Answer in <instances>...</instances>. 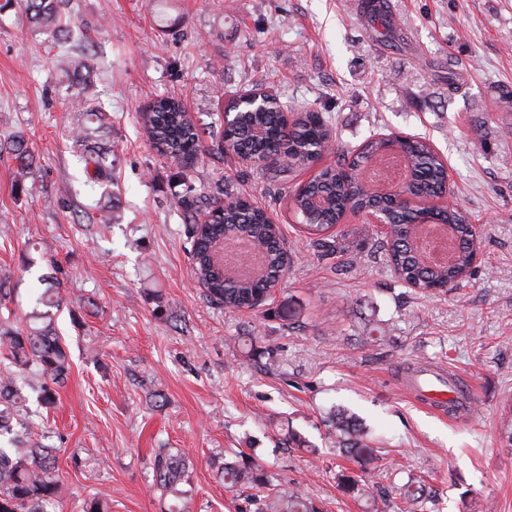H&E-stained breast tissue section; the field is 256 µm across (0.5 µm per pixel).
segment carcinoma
Returning <instances> with one entry per match:
<instances>
[{
	"label": "carcinoma",
	"mask_w": 512,
	"mask_h": 512,
	"mask_svg": "<svg viewBox=\"0 0 512 512\" xmlns=\"http://www.w3.org/2000/svg\"><path fill=\"white\" fill-rule=\"evenodd\" d=\"M69 0H21L36 27L49 32L67 31L69 21L65 6ZM362 13L381 22L394 32L388 0H363ZM285 105L271 99L258 112H243L228 133L219 139L226 151L237 157L254 155L266 149L272 140H282ZM152 145L173 164L185 163L184 157L199 152L201 135L181 103L161 98L144 116ZM400 144L399 159L412 175L405 192L424 198L429 191L441 190L445 166L441 157L424 138L413 136L392 139L374 135L359 148L337 155L336 163L324 167L304 191L287 194L290 210L298 223L311 235L322 236L338 224L345 209H381L387 213L388 232L382 236L383 249L397 278L414 292L423 295L447 283L461 286L471 276L480 237L473 233L468 214L454 204L442 207L441 214L450 232L453 255L447 262H432L427 256L426 242L415 233L418 213L401 209L389 201L387 194L374 187L365 173L376 162L386 158L393 143ZM16 162L15 184L24 186L34 175V156L23 136L13 135L0 143ZM335 151V135L322 115L314 109H301L293 119L285 143V156L271 168L276 178L316 163V157ZM87 163L96 177L112 178L109 153H91ZM224 190L215 187L195 197L181 200L191 224V261L198 283L206 296L229 311L250 308L260 294L278 284L285 275V242L279 225L267 222L266 212L243 197L221 200ZM220 214L212 216L215 210ZM239 233L250 238L252 252L262 259L257 272L239 277L214 260L218 245ZM38 303L59 310L66 303L61 281L54 277L44 289ZM71 369L69 356L61 337L53 326L49 312L31 313L25 325L0 321V512H51L60 499L59 449L37 445L31 441V430L24 421L23 407L27 391L38 393L37 400L46 407L55 403L57 387L64 384ZM329 425L336 435L340 454L361 457L373 453L366 443L367 432L357 418L344 409H336ZM186 464L181 455L168 448L159 449L154 459V480L166 494L180 500ZM224 485L229 489L247 486L260 489L269 485L268 477L243 461L224 463ZM406 501L423 503L422 480L410 474L404 484ZM259 512H318L301 491L278 489L259 499Z\"/></svg>",
	"instance_id": "cac0c4a2"
}]
</instances>
